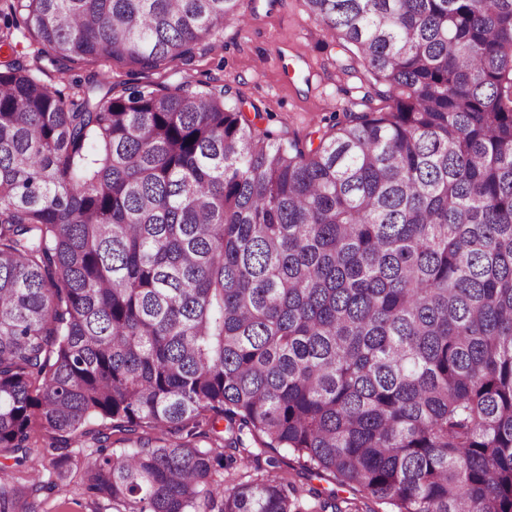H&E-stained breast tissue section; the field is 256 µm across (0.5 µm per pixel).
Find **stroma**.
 <instances>
[{"label": "stroma", "instance_id": "35a3bbf8", "mask_svg": "<svg viewBox=\"0 0 512 512\" xmlns=\"http://www.w3.org/2000/svg\"><path fill=\"white\" fill-rule=\"evenodd\" d=\"M217 45L201 47L187 60L164 70L133 71L100 60L91 64L55 61L22 32H15L17 56L45 84L71 92L75 81L91 73L126 86L173 87L190 79L226 87L244 112H263L261 127L299 133L317 129L322 118L342 112L361 95L365 72L360 59H349L339 40L325 36L309 16L304 0H251L247 25H224ZM279 475L298 486L335 492L338 501H352L358 512H386L379 501L340 487L331 479L305 475L296 457L277 451ZM40 512H106L103 503L83 495L79 469H72L53 493L37 497Z\"/></svg>", "mask_w": 512, "mask_h": 512}]
</instances>
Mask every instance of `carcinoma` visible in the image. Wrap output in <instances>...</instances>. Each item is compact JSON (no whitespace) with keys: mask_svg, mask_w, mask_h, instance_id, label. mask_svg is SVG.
Segmentation results:
<instances>
[{"mask_svg":"<svg viewBox=\"0 0 512 512\" xmlns=\"http://www.w3.org/2000/svg\"><path fill=\"white\" fill-rule=\"evenodd\" d=\"M304 2L370 85L315 139L0 61V458L37 473L0 512L73 462L112 512H343L275 457L218 480L246 438L391 512H512V0ZM4 5L0 48L157 70L248 0Z\"/></svg>","mask_w":512,"mask_h":512,"instance_id":"carcinoma-1","label":"carcinoma"}]
</instances>
